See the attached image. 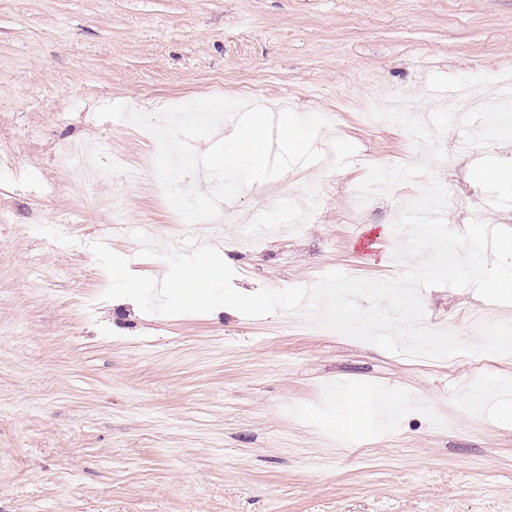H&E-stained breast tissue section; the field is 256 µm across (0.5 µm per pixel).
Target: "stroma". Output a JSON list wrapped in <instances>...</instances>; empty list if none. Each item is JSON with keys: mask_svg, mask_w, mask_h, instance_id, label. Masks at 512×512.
<instances>
[{"mask_svg": "<svg viewBox=\"0 0 512 512\" xmlns=\"http://www.w3.org/2000/svg\"><path fill=\"white\" fill-rule=\"evenodd\" d=\"M512 66V0H0V512H512V356L480 374L297 327L276 312L163 316L102 300L89 245L110 238L139 275L131 233L194 232L169 205L155 138L96 110L148 115L238 99L329 114L322 140L354 143L344 168L299 166L241 190L218 249L241 291L309 286L340 271L389 279L392 228L418 189L396 186L354 215L366 161L430 162L449 194L512 185L448 166L458 137L448 92L491 100L474 148L512 175V109L496 72ZM101 148L95 176L60 161ZM423 327L463 311L512 322L473 289L421 293ZM392 416L348 432L346 394Z\"/></svg>", "mask_w": 512, "mask_h": 512, "instance_id": "35a3bbf8", "label": "stroma"}]
</instances>
